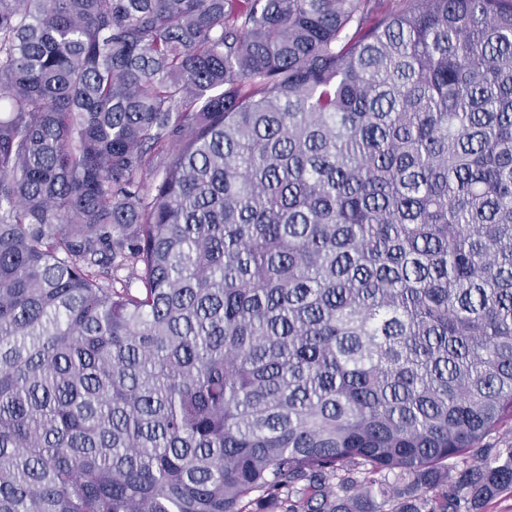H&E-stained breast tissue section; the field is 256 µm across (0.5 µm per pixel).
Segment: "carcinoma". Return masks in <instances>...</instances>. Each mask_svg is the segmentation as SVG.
I'll list each match as a JSON object with an SVG mask.
<instances>
[{"instance_id": "obj_1", "label": "carcinoma", "mask_w": 512, "mask_h": 512, "mask_svg": "<svg viewBox=\"0 0 512 512\" xmlns=\"http://www.w3.org/2000/svg\"><path fill=\"white\" fill-rule=\"evenodd\" d=\"M383 2L0 0V512L512 497V0Z\"/></svg>"}]
</instances>
